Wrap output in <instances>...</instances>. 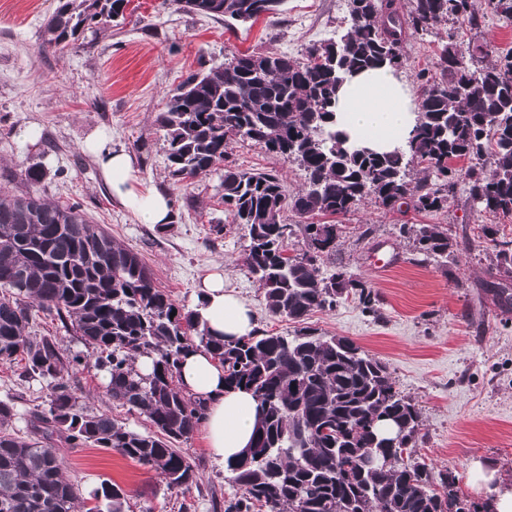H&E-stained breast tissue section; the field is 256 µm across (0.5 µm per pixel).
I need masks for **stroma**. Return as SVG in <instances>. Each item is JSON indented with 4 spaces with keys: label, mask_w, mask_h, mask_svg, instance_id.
I'll return each instance as SVG.
<instances>
[{
    "label": "stroma",
    "mask_w": 512,
    "mask_h": 512,
    "mask_svg": "<svg viewBox=\"0 0 512 512\" xmlns=\"http://www.w3.org/2000/svg\"><path fill=\"white\" fill-rule=\"evenodd\" d=\"M53 0H0V194L33 192L59 202H79L86 217L139 254L182 308L198 304L201 279L221 273L256 313L265 331L291 335L306 326L343 336L386 363L398 388L418 405L422 426L416 450L434 467H448L468 499L488 502L471 488L469 468L479 460L512 480V309L504 310L492 284L512 289V276L491 265L495 239H512V217L479 211L457 184L443 209L412 207L387 212L368 201L342 220L341 245L322 267L324 274L345 269L380 297L377 313L351 299L318 312L305 324L268 313L263 293L245 263L247 239L232 223L221 199L222 174L213 171L182 182L169 175L157 117L167 94L188 72L218 66L232 54L276 52L301 56L305 48L345 30L347 0H283L276 13L242 24L182 10L175 0H129L116 26L91 47L43 48L42 32ZM467 47L465 23L441 28ZM439 37H411L403 44L407 64L400 71L412 95L417 74L431 67ZM107 132L112 146L130 153L138 169V189L168 194L173 220L165 227L141 223L112 196L95 158L83 151L90 135ZM228 160L240 169L274 172L286 194L305 186L296 162L251 142L234 141ZM36 165L45 176L29 184L24 171ZM222 222V235L211 232ZM439 224L464 236L453 260L423 259L415 248L414 227ZM395 251L401 265L377 269L378 249ZM66 352L87 361L70 374L81 406L105 413L139 432L150 431L143 416L113 403L108 375L91 361L76 335L63 340ZM13 399L12 429L26 436L30 410L46 405L49 388L21 377L14 364L0 363V400ZM181 452L202 476L200 487L180 495L155 472L106 448H59L82 496L102 482L127 493V512H224L225 498L237 488L226 467L211 459L203 430L180 442Z\"/></svg>",
    "instance_id": "obj_1"
}]
</instances>
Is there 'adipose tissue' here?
<instances>
[{"label":"adipose tissue","instance_id":"1","mask_svg":"<svg viewBox=\"0 0 512 512\" xmlns=\"http://www.w3.org/2000/svg\"><path fill=\"white\" fill-rule=\"evenodd\" d=\"M336 110L342 114L343 129L351 140L378 151L405 145L417 118L406 82L386 65L348 77L337 93ZM83 148L97 159L113 197L142 223L165 225L172 221L168 196L156 190H136L138 174L133 159L114 149L110 137L95 134ZM199 290L198 312L212 333L237 338L257 329L253 310L225 289L219 273L206 275ZM179 382L204 404L202 425L213 460L227 462L249 447L256 421L255 402L249 392L225 386L223 367L206 350H190L181 365Z\"/></svg>","mask_w":512,"mask_h":512}]
</instances>
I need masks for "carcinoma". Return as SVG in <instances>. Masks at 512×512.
I'll list each match as a JSON object with an SVG mask.
<instances>
[{"label": "carcinoma", "instance_id": "1", "mask_svg": "<svg viewBox=\"0 0 512 512\" xmlns=\"http://www.w3.org/2000/svg\"><path fill=\"white\" fill-rule=\"evenodd\" d=\"M183 9L256 21L282 0H177ZM350 25L340 38L308 46L299 57L237 54L206 72L189 74L158 118L170 174L176 181L224 167L225 210L248 230L246 266L269 313L294 322L331 311L351 296L374 310L365 284L336 271L322 276L341 237L337 218L366 201L391 211L444 208L461 179L468 199L486 212L512 217V51L491 62L477 39L461 51L441 41L433 71L417 74L421 94L415 128L403 150L377 151L338 130L336 91L357 72L404 65L409 35H437L463 18L482 28L474 0H349ZM128 0H57L43 44L63 50L89 31L112 28ZM256 142L299 163L307 185L285 195L272 172L224 164L229 144ZM481 161L461 172L458 159ZM306 217L286 224L284 211ZM302 237L288 252V241ZM416 249L448 258L459 243L448 229L424 224ZM496 266L512 267V240H493ZM58 318L97 352L109 374L112 401L144 416L142 433L105 413L84 412L64 374L82 364L60 336H31L32 309ZM175 316H170V313ZM202 347L224 367L230 387L252 391L258 405L254 442L227 465L241 494L224 512H485L459 494L456 477L414 456L421 412L387 367L348 338L303 328L293 336L264 330L215 336L197 311L178 307L155 285L133 250L91 223L81 204L30 193L0 195V363H23L21 376L48 382V405L31 412L28 435L8 430L16 416L0 400V512H96L63 472L55 445L109 448L159 474L185 494L200 474L173 447L188 439L203 404L178 380L179 365ZM401 428L403 445L386 444L381 426ZM93 498L124 512L126 494L104 483Z\"/></svg>", "mask_w": 512, "mask_h": 512}]
</instances>
